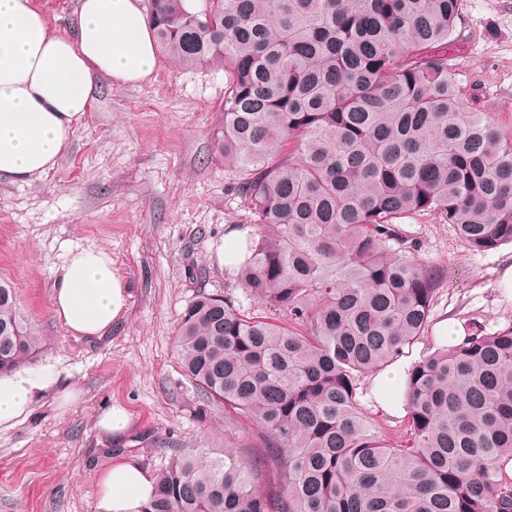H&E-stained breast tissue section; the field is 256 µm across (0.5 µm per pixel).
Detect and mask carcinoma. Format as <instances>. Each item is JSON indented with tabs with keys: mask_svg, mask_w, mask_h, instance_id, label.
I'll return each mask as SVG.
<instances>
[{
	"mask_svg": "<svg viewBox=\"0 0 512 512\" xmlns=\"http://www.w3.org/2000/svg\"><path fill=\"white\" fill-rule=\"evenodd\" d=\"M151 0L159 50L228 72L215 154L256 217L239 281L278 325L202 293L185 375L267 434L260 461L173 456L146 512H512V328L422 354L388 438L361 377L405 356L439 281L403 225L512 244V139L448 68L461 0ZM42 337L0 280V374ZM271 466L282 490L257 489Z\"/></svg>",
	"mask_w": 512,
	"mask_h": 512,
	"instance_id": "carcinoma-1",
	"label": "carcinoma"
}]
</instances>
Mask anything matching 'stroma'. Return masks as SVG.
<instances>
[{
	"instance_id": "35a3bbf8",
	"label": "stroma",
	"mask_w": 512,
	"mask_h": 512,
	"mask_svg": "<svg viewBox=\"0 0 512 512\" xmlns=\"http://www.w3.org/2000/svg\"><path fill=\"white\" fill-rule=\"evenodd\" d=\"M448 63L470 103L512 138V0H461ZM226 85L223 68L181 70L162 55L145 81L100 78L56 168L25 184L0 180V279L47 342L34 366L59 378L0 430V512H95L101 474L119 459L156 473L177 453L248 459L264 447L262 429L234 421L185 376L176 348L179 319L198 294L263 309L215 252L233 227L254 223L235 172L213 153ZM406 230L417 259L440 270L409 360L435 346L447 317L466 331L512 327V294L499 285L512 245L472 252L453 225L429 219ZM75 246L106 250L127 288L124 314L99 340L73 335L52 313L54 282ZM66 385L79 395L62 408ZM116 403L134 425L110 444L95 422Z\"/></svg>"
}]
</instances>
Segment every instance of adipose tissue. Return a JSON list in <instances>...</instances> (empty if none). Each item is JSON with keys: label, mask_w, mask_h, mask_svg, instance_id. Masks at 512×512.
I'll use <instances>...</instances> for the list:
<instances>
[{"label": "adipose tissue", "mask_w": 512, "mask_h": 512, "mask_svg": "<svg viewBox=\"0 0 512 512\" xmlns=\"http://www.w3.org/2000/svg\"><path fill=\"white\" fill-rule=\"evenodd\" d=\"M157 47L138 0H79L75 27L54 29L35 0H0V179L24 183L51 171L89 111L97 81L136 83L151 75ZM110 254L72 248L52 293V310L73 335H108L126 305ZM405 369L378 372L371 392L389 414L404 412ZM52 372L0 375V427L26 417L37 392L56 386ZM155 476L120 460L103 472L96 512H145Z\"/></svg>", "instance_id": "1"}]
</instances>
